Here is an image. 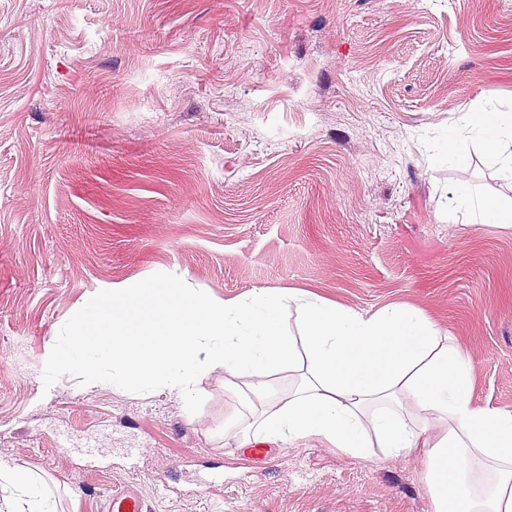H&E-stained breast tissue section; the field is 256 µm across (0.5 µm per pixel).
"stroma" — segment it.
Returning <instances> with one entry per match:
<instances>
[{"mask_svg": "<svg viewBox=\"0 0 512 512\" xmlns=\"http://www.w3.org/2000/svg\"><path fill=\"white\" fill-rule=\"evenodd\" d=\"M477 110L512 112V0H0V456L58 512L127 486L152 512H430L424 463L382 448L226 454L223 372L189 411L42 367L90 299L168 271L412 305L512 411V228L450 210L512 191L480 152L434 160Z\"/></svg>", "mask_w": 512, "mask_h": 512, "instance_id": "stroma-1", "label": "stroma"}]
</instances>
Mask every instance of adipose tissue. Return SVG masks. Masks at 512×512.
<instances>
[{"instance_id":"1","label":"adipose tissue","mask_w":512,"mask_h":512,"mask_svg":"<svg viewBox=\"0 0 512 512\" xmlns=\"http://www.w3.org/2000/svg\"><path fill=\"white\" fill-rule=\"evenodd\" d=\"M473 145L512 181V113H467L439 157L460 161ZM452 205L471 222L512 225V201L480 190L458 189ZM290 309L293 332L282 322ZM217 370L243 398L224 419L236 448L316 441L354 457L384 448L424 459L432 512H512V412L474 405L471 359L406 304L364 312L279 288L217 302L160 273L88 302L42 375L162 390L189 407ZM287 371L298 384L284 395L274 379ZM0 486L18 495L12 512H56L47 484L3 457Z\"/></svg>"}]
</instances>
